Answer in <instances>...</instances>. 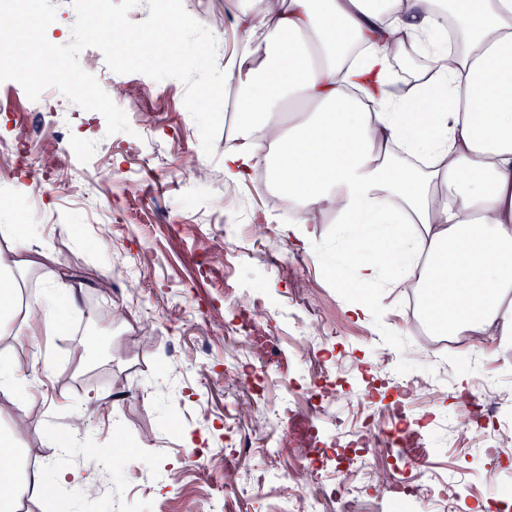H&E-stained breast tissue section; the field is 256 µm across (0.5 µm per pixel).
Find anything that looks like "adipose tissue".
Listing matches in <instances>:
<instances>
[{"label": "adipose tissue", "mask_w": 512, "mask_h": 512, "mask_svg": "<svg viewBox=\"0 0 512 512\" xmlns=\"http://www.w3.org/2000/svg\"><path fill=\"white\" fill-rule=\"evenodd\" d=\"M458 45L447 50L443 23ZM240 50L224 63L236 110V143L224 178L266 168L300 211L288 233L301 247L307 224L330 209L357 263L350 288L378 287L387 273L417 288L427 317L450 334L500 325L512 335V0H241ZM424 56L444 99L419 80L389 87L401 56ZM35 224H4L0 335L55 333L78 292L43 287L37 311L7 289L38 266L23 242ZM0 512L19 493L42 492L21 469L13 435L0 436Z\"/></svg>", "instance_id": "ef3b65f1"}]
</instances>
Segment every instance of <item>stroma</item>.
I'll return each instance as SVG.
<instances>
[{
	"mask_svg": "<svg viewBox=\"0 0 512 512\" xmlns=\"http://www.w3.org/2000/svg\"><path fill=\"white\" fill-rule=\"evenodd\" d=\"M183 2L220 41L218 56L237 50L229 0ZM112 83L129 131L107 134L102 114L70 108L67 165L91 187L89 197L58 186L52 171L27 197L0 188V225L40 224L27 248L49 256L24 274L20 297L50 280L82 287L63 334L42 337L36 348L0 338V360L39 375L27 396L0 390V433L23 426L25 467L46 481L45 493L29 495L27 512H48L58 499L68 512H154L162 503L180 512L190 448L219 457L205 476L209 496L200 512H278L269 492L288 485L319 500L320 512H338L336 499L321 496L329 479L350 495L355 512H391L390 494L373 475L401 477L410 464L456 487L455 512L478 504L485 512H512V491L495 490L480 455L492 424L473 417L457 393L461 379L477 373L497 386L501 409L512 408V336L494 326L453 337L441 345L448 368L440 373L411 353L423 336L406 327L401 289H373L370 313L354 320L344 279L369 252L343 246L334 215L313 225L310 250L297 247L286 233L288 215L270 211L252 185L225 180L224 148L234 134L229 114L221 116L209 157L180 81L127 73ZM17 120L38 125L28 152L39 163L56 126L33 111L22 87L2 82L0 137ZM199 162L209 169L202 183L192 179ZM103 223L115 232L106 244L99 240ZM257 224L270 225L271 237L255 235ZM133 270L154 323L147 335L127 312L125 282ZM253 302L267 316L246 331L240 311ZM95 305L122 316L103 328L111 359L92 364L74 346ZM384 349L394 356L392 367L381 364ZM406 377L415 381L413 396L393 409V388ZM325 384L337 393L322 412L314 395ZM262 409L279 412L281 426L253 432L249 415ZM84 418L94 448L125 450L124 469L56 448L55 438L69 436ZM365 421L375 436L363 456L351 465L325 461L326 444ZM404 421L420 433L428 455L388 441L387 431ZM60 465L72 484L53 481Z\"/></svg>",
	"mask_w": 512,
	"mask_h": 512,
	"instance_id": "1",
	"label": "stroma"
}]
</instances>
